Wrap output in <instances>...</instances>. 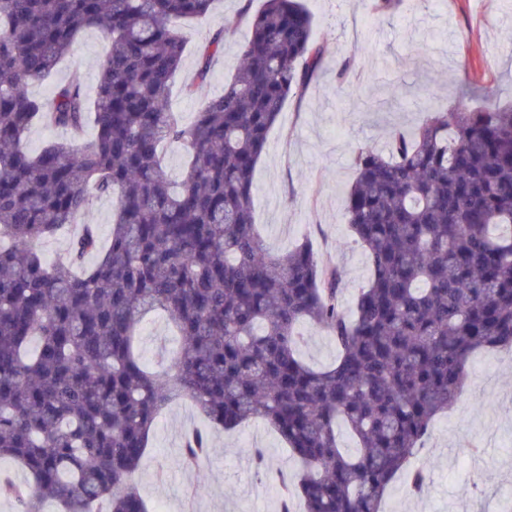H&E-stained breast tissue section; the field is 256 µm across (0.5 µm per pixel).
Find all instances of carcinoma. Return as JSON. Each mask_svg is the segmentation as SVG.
I'll return each mask as SVG.
<instances>
[{
	"label": "carcinoma",
	"instance_id": "carcinoma-1",
	"mask_svg": "<svg viewBox=\"0 0 512 512\" xmlns=\"http://www.w3.org/2000/svg\"><path fill=\"white\" fill-rule=\"evenodd\" d=\"M240 18L251 37L218 96L206 94L228 27L198 56L184 94L193 125L168 111L187 36L213 0H0V476L13 512H148L129 478L161 411L188 399L226 430L265 419L303 463L281 473L304 512H381L385 493L448 411L472 352L512 347V110L431 104L417 132L395 129L383 151L361 149L346 198L349 231L371 280L346 312L341 270L309 243L270 250L254 223L252 172L287 99L317 78L324 49L302 0H264ZM109 40L88 102L81 76L44 101L26 87L50 74L85 29ZM81 145L22 140L36 122L83 129ZM186 146L174 183L164 147ZM112 198L108 247L82 225L64 257L35 249ZM162 311L180 339L170 367L135 352L143 316ZM313 323L339 355L305 363L297 332ZM356 442L350 452L337 425ZM195 430L177 463L213 454Z\"/></svg>",
	"mask_w": 512,
	"mask_h": 512
}]
</instances>
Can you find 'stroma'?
I'll return each instance as SVG.
<instances>
[{
    "instance_id": "stroma-1",
    "label": "stroma",
    "mask_w": 512,
    "mask_h": 512,
    "mask_svg": "<svg viewBox=\"0 0 512 512\" xmlns=\"http://www.w3.org/2000/svg\"><path fill=\"white\" fill-rule=\"evenodd\" d=\"M313 35L326 53L304 99L289 98L268 133L254 173V220L266 244L285 251L310 241L320 258L343 272L344 307L365 288L370 270L348 229L347 192L359 149L385 148L393 129L413 132L423 116L422 88L436 107L452 108L461 96L472 106L493 91L512 104V0H404L399 11L378 14L369 0H305ZM241 0H216L205 20L187 28L188 43L174 79L169 109L192 125L197 99L181 94L196 79L197 52L211 35L227 28L224 49L211 63L206 91L220 94L238 64V47L248 35L238 14ZM109 43L90 29L53 72L29 83L31 98H48L73 73H81L94 97L99 63ZM349 59L346 80L336 66ZM302 359L321 368L334 363L336 343L319 327H299ZM179 348L167 316L147 315L136 339L141 360L158 367ZM206 426L192 403L173 402L157 418L146 459L135 476L150 512H280L279 489L257 496L262 475L250 460L262 449L270 470L297 473L285 441L263 419L235 429L209 427L214 453L198 466L178 465L183 434ZM428 474L421 494H409L404 477L389 486L383 512H500L512 502V352L472 356L465 390L447 415L438 418L414 459Z\"/></svg>"
}]
</instances>
